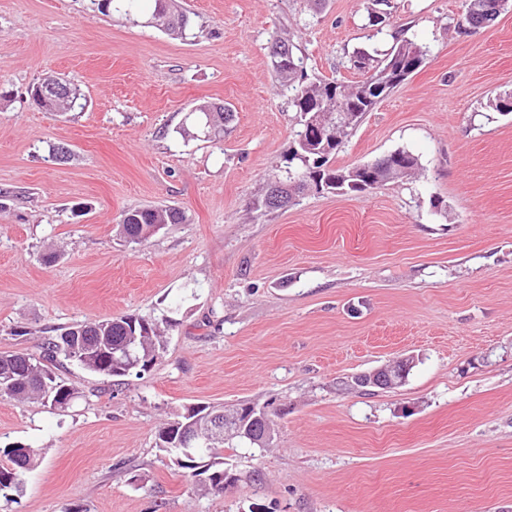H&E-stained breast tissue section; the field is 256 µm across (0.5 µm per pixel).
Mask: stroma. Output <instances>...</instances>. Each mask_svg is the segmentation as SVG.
Returning <instances> with one entry per match:
<instances>
[{
    "mask_svg": "<svg viewBox=\"0 0 512 512\" xmlns=\"http://www.w3.org/2000/svg\"><path fill=\"white\" fill-rule=\"evenodd\" d=\"M179 3L184 39L92 0H0V352L122 315L167 328L143 375L64 363L67 411L0 396V448L43 451L0 512H512V114L492 106L512 94V0L472 33L462 0H391L379 30L370 0ZM280 37L310 82L360 80V48L426 47L333 157L404 149L417 169L257 207L300 128ZM49 75L80 87L73 111L31 101ZM203 102L232 108L223 139L179 135ZM160 204L188 223L124 243V211ZM407 354L400 387L340 385ZM242 402L273 442L225 449L223 492L187 483L158 426Z\"/></svg>",
    "mask_w": 512,
    "mask_h": 512,
    "instance_id": "1",
    "label": "stroma"
}]
</instances>
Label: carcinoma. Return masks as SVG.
I'll list each match as a JSON object with an SVG mask.
<instances>
[{"label":"carcinoma","mask_w":512,"mask_h":512,"mask_svg":"<svg viewBox=\"0 0 512 512\" xmlns=\"http://www.w3.org/2000/svg\"><path fill=\"white\" fill-rule=\"evenodd\" d=\"M142 0H97V10L107 15L121 12L138 23L154 20L157 27L173 38H185L190 30L191 19L186 10L176 0H153L154 8L148 15L141 14ZM502 9V0H464L462 20L459 26L465 31L478 30L494 22ZM281 49L278 54H270L271 67L276 80L292 92V105L297 112H329L333 114L331 124L324 135L305 125L298 132L295 147L288 158V168L292 176L283 181L278 177L269 183L282 186L283 203L286 207L293 202V184L297 181L335 182L346 172L344 168L332 165V157L340 144L339 138L345 128L336 126V112L348 108L366 113L371 111L387 94L377 89L368 79L347 83L338 79H325L315 83L304 80V61L295 52L296 46L287 38H279L271 44V49ZM398 46L379 54L358 50L355 55L369 60L372 66L384 68L392 59ZM43 83L31 87L33 102L46 112L72 110L81 99L80 88L71 83L70 92L62 98L51 99L42 95ZM192 126H183L179 134L182 138L203 137L219 140L224 137L226 123L233 120V110L224 105L214 110V104L204 102L192 110ZM418 167V159L410 152L397 150L374 161V167L367 172L370 183L380 185L398 175H403ZM187 214L180 208L169 206H148L128 210L122 215L119 234L128 243H137L151 235L150 228L155 224H184ZM165 333L156 323L144 319L123 316L104 320L77 323L60 329V333L48 339L44 354L36 359L19 352L0 353V386H7L3 395L19 400H33L55 409L65 410L80 394L76 382L60 377L53 367L68 361L83 370L104 377H122V365L132 360L136 374L149 370L164 349ZM203 410L190 407L180 418L162 424L157 431L156 445L165 452L170 461L184 470L187 480L217 490H224V457L219 449L224 443L217 442L203 449L204 456H186L182 450L171 446L172 438L181 428L196 424V417ZM37 451L31 447L6 446L0 448V457L7 464L0 465V494L17 495L23 491L24 474L31 467Z\"/></svg>","instance_id":"carcinoma-1"}]
</instances>
